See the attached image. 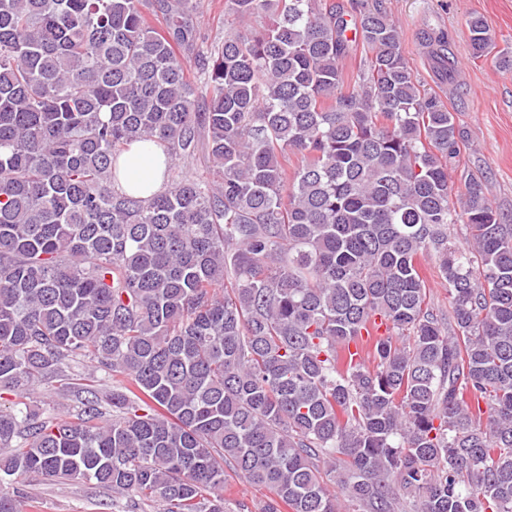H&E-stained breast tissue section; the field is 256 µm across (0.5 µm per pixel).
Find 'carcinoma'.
I'll list each match as a JSON object with an SVG mask.
<instances>
[{"mask_svg": "<svg viewBox=\"0 0 512 512\" xmlns=\"http://www.w3.org/2000/svg\"><path fill=\"white\" fill-rule=\"evenodd\" d=\"M227 4L242 24L209 49L197 0H0V512L30 474L123 512H245L226 463L273 493L259 512H512V224L478 174L450 202L465 131L383 0ZM467 29L484 56L487 21ZM422 40L452 77L448 35ZM201 126L219 180L115 191L131 143L170 167ZM75 360L112 388L26 401ZM423 276L427 281V301L434 312L448 311V291L433 273V265L423 267ZM73 389L67 391H58L53 389V387L42 388L37 391L38 394H35L34 397L36 400L42 405V407L46 410L51 409L57 403L67 404L71 409L74 405H76L75 398L73 393L71 392Z\"/></svg>", "mask_w": 512, "mask_h": 512, "instance_id": "1", "label": "carcinoma"}]
</instances>
